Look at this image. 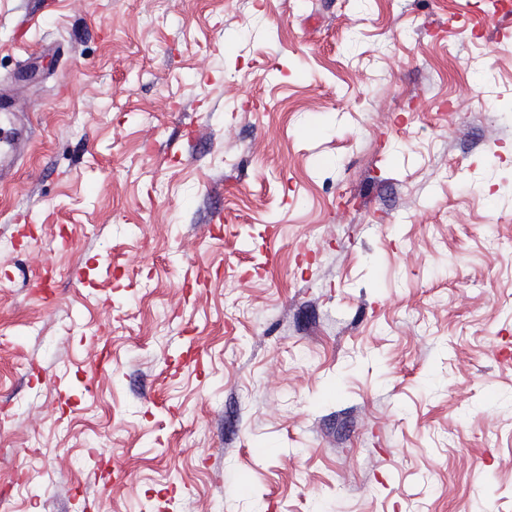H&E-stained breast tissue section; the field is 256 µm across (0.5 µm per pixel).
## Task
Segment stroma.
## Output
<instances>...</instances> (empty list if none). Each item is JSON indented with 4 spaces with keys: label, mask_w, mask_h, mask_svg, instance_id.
Instances as JSON below:
<instances>
[{
    "label": "stroma",
    "mask_w": 512,
    "mask_h": 512,
    "mask_svg": "<svg viewBox=\"0 0 512 512\" xmlns=\"http://www.w3.org/2000/svg\"><path fill=\"white\" fill-rule=\"evenodd\" d=\"M505 26L0 0L12 512H512ZM5 129L13 130L17 138H4L3 133ZM23 133L24 127L21 125L17 113L0 107V182L2 173L10 170L14 163L19 145V137H22Z\"/></svg>",
    "instance_id": "1"
}]
</instances>
